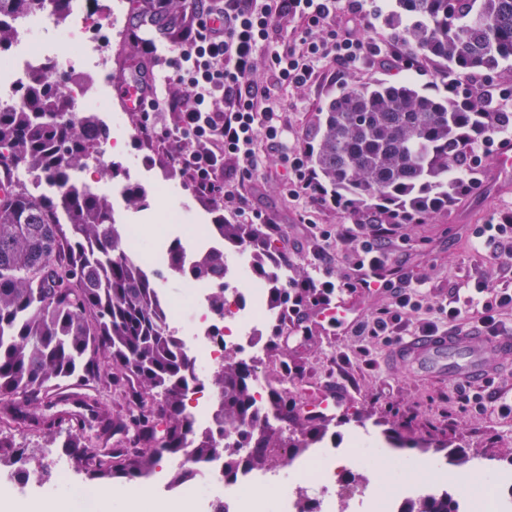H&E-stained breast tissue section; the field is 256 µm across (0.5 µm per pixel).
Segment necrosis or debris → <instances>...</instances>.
Here are the masks:
<instances>
[{
  "label": "necrosis or debris",
  "mask_w": 512,
  "mask_h": 512,
  "mask_svg": "<svg viewBox=\"0 0 512 512\" xmlns=\"http://www.w3.org/2000/svg\"><path fill=\"white\" fill-rule=\"evenodd\" d=\"M121 13L105 0L97 12L85 9L83 0H71L65 20H58L52 0H36L31 12L5 17L14 44L13 52L0 59V108L9 110L19 103L17 86L26 76L46 70L48 65L66 67L75 79L67 91L70 118L98 107L104 90L94 78L112 67L111 37L120 31ZM236 269H229L226 294L233 311L224 326V336H211L210 309L207 289L189 284L196 317L187 330L186 347L191 353L196 374L222 363L228 345H252V335L266 318L263 291L254 287L242 291ZM47 456L54 472V487L67 490L72 498L73 512H102L96 490L75 479L55 451ZM351 467V451L347 448H322L307 457L288 461L290 480L280 474H260L244 471L234 482L223 475V457L194 463L192 467L176 466L154 483L174 503L176 512H297L298 494H306L314 512H335L337 505L350 506L351 512H402L413 497H454L458 512H471L468 495L453 489L445 475H438L428 485L403 486L385 499H377L368 485L352 489L337 486L336 474ZM278 489L275 505L248 496L247 490L257 484Z\"/></svg>",
  "instance_id": "obj_1"
}]
</instances>
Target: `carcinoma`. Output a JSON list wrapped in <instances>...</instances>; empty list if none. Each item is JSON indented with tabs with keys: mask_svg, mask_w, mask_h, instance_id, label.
Here are the masks:
<instances>
[{
	"mask_svg": "<svg viewBox=\"0 0 512 512\" xmlns=\"http://www.w3.org/2000/svg\"><path fill=\"white\" fill-rule=\"evenodd\" d=\"M34 0H0V15L31 9ZM186 0H168L152 20L177 28ZM387 24L410 57L445 66V92L431 96L414 84L377 82L344 90L320 111L308 159L321 189L351 217L374 212L401 224H424L474 185L476 169L464 149L512 127V112L495 97L477 94L458 77L512 62V0H396ZM71 75L37 74L19 91L20 105L0 111V396L15 415L46 438L57 418L40 412L45 393L61 381H96L127 399L124 417L110 422L118 447L96 448L93 423L102 402L75 396L87 412L71 424L65 448L74 471L92 480L148 478L163 455L192 445L193 460L215 454L212 431L195 430L184 400L192 361L170 327L158 285L125 248L107 196L76 178L93 141L110 135L96 113L67 119ZM21 172L46 176L52 194L30 192ZM224 243L248 247L251 272L268 283L266 304L282 321L288 312V255L271 247L260 224L210 225ZM167 267L212 286L209 308L224 319V251L201 252L188 264L181 241L167 247ZM254 368L226 360L212 372L217 429L237 430V449L224 456V476L262 470L276 448L304 452L321 439L288 395L254 396ZM146 389L161 396L148 404ZM293 429L296 436L284 435ZM25 449L0 429V465L24 458ZM403 512H456L453 500L420 497Z\"/></svg>",
	"mask_w": 512,
	"mask_h": 512,
	"instance_id": "obj_1",
	"label": "carcinoma"
}]
</instances>
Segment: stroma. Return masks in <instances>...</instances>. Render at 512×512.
I'll list each match as a JSON object with an SVG mask.
<instances>
[{
	"label": "stroma",
	"instance_id": "stroma-1",
	"mask_svg": "<svg viewBox=\"0 0 512 512\" xmlns=\"http://www.w3.org/2000/svg\"><path fill=\"white\" fill-rule=\"evenodd\" d=\"M395 7L396 0H361L359 4L357 18L364 35L384 51L393 45L385 16ZM438 70L436 63L421 58L402 66L369 55L341 74L335 65L321 67L306 87H273L271 98L276 111L288 121V144H303L309 142L321 108L339 92L377 81L406 79L435 94L442 90L436 80ZM101 84L105 88L101 111L122 114L123 145L118 160L136 172L148 195L146 206L137 209L128 207L124 197L113 196L117 217L150 231L166 223L168 205L176 203L183 222L171 236L188 242L197 225L214 223L213 203L195 195L170 163L168 149L140 136L137 124L130 114L122 113L111 91V77L102 78ZM501 152V147L495 146L482 156L475 186L448 211L423 224L401 225L390 244V267L408 281H423L425 287V308L420 317L407 322L405 334L417 333L421 318L429 317L431 307L448 303L457 289L478 277H488L494 287L512 289V269L502 267L492 250L475 249L470 240L477 225L497 223L502 212L512 209V171L495 168ZM263 155L267 176L248 193L247 200L253 208L276 218L279 235L272 243L288 255L289 280L297 283L325 269L335 280L351 275L352 247L319 235L320 230L332 231L350 223V216L339 208L288 197L280 150L267 146ZM392 299L388 288L345 295L347 320L337 326L317 319L311 310L300 322L289 317L277 327L265 323L257 330V374L267 385L286 390L300 411L327 385L338 382L350 390L352 400L343 412L320 423L324 446L353 449L398 434L405 440L397 449L398 456L432 462L449 455L470 458L467 466L448 463L449 479L455 483L473 471L495 474L512 469L505 457L512 448V417L504 419L490 410L479 414L462 407L453 383L422 379L404 367L387 364L388 346L355 337L356 324Z\"/></svg>",
	"mask_w": 512,
	"mask_h": 512
}]
</instances>
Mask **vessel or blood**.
Instances as JSON below:
<instances>
[{"label":"vessel or blood","instance_id":"vessel-or-blood-1","mask_svg":"<svg viewBox=\"0 0 512 512\" xmlns=\"http://www.w3.org/2000/svg\"><path fill=\"white\" fill-rule=\"evenodd\" d=\"M112 90L126 111L143 109L150 97L145 84L126 75L115 77ZM512 354V333L490 336L483 332L445 329L435 334H417L397 340L391 347L393 360L408 363L414 372L439 379L479 384L492 377L502 360ZM349 399L344 387H327L314 413L328 420Z\"/></svg>","mask_w":512,"mask_h":512}]
</instances>
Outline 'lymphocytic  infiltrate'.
<instances>
[{
  "label": "lymphocytic infiltrate",
  "mask_w": 512,
  "mask_h": 512,
  "mask_svg": "<svg viewBox=\"0 0 512 512\" xmlns=\"http://www.w3.org/2000/svg\"><path fill=\"white\" fill-rule=\"evenodd\" d=\"M340 0H195L182 27L176 54L164 78L149 74L150 84L165 81L167 96L152 95L142 112L139 131L144 139L172 145L171 162L187 177L194 193L219 202L225 213L250 224L275 230L273 216L249 207L243 189L264 175L256 146L281 140L285 129L269 103V89L254 80L257 62H264L272 83L305 86L324 63L344 69L357 65L370 45L356 19L337 23ZM293 19L305 37L287 40L276 31L282 20ZM321 29V39L310 38ZM172 112V126L159 125L158 109ZM236 164L235 179H227L225 160ZM289 194L319 202L323 192L308 164L305 147L283 153ZM396 225L379 218L367 224H342L336 237L352 244L355 277L340 281L311 279L293 292L289 313L302 317L309 309L332 303L344 292L369 287L382 276L388 257L382 243L394 236ZM422 289L398 287L389 306L378 309L356 328L357 335L393 343L407 320L421 309ZM476 313L477 327L490 334L506 332L505 315L512 312V289L493 287L488 278L475 279L464 300L437 307L421 332L464 325Z\"/></svg>",
  "instance_id": "lymphocytic-infiltrate-1"
}]
</instances>
